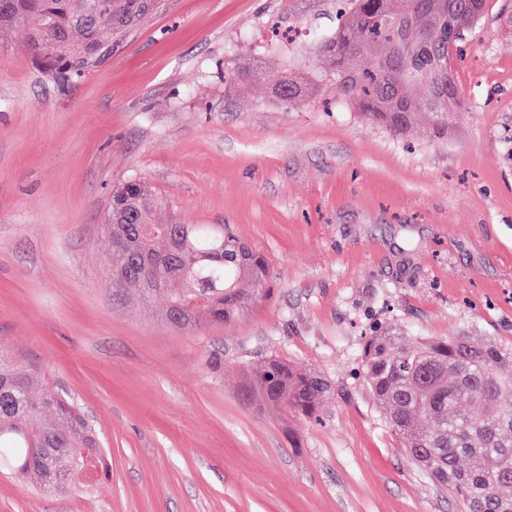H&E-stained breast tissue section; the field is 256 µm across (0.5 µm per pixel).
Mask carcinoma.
<instances>
[{
	"label": "carcinoma",
	"mask_w": 512,
	"mask_h": 512,
	"mask_svg": "<svg viewBox=\"0 0 512 512\" xmlns=\"http://www.w3.org/2000/svg\"><path fill=\"white\" fill-rule=\"evenodd\" d=\"M151 0H0V28H19L35 65L61 81L80 75L79 57L92 49L110 50L124 42L149 10ZM486 0L473 11L456 12L454 0L434 16L417 10V0H344L336 30L317 35L313 63L324 75L351 72L349 91L336 99L355 106L360 117L402 134L427 118L437 131L448 128L460 109L457 86L451 101L434 98L438 74L416 70L431 39L448 41L446 69H452L463 32L482 21ZM416 32L412 45L399 39L395 21ZM308 84L290 75L279 97L301 102ZM157 201L134 177L112 193V209L135 224L154 217ZM182 251L170 253L162 241L135 242L147 261L126 271L121 284L139 300L166 301L167 309L195 304L180 330L196 327L203 312L210 322L235 320L251 298L266 295L265 260L228 225L183 224ZM368 389L388 428L402 447L436 482L448 486L467 512H512V350L489 340L474 344L466 336L425 339L407 346L401 333L382 331L363 349ZM32 370L0 353V472L31 480L46 493L63 491L78 474L105 467L106 448L97 430L68 396L35 398ZM253 387L268 401L303 414L320 406L326 385L293 371L279 360L249 369ZM58 422L50 426L45 411Z\"/></svg>",
	"instance_id": "carcinoma-1"
}]
</instances>
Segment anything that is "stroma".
<instances>
[{"instance_id":"obj_1","label":"stroma","mask_w":512,"mask_h":512,"mask_svg":"<svg viewBox=\"0 0 512 512\" xmlns=\"http://www.w3.org/2000/svg\"><path fill=\"white\" fill-rule=\"evenodd\" d=\"M335 13L167 0L65 84L0 31V352L81 408L109 470L53 494L0 475V512H464L388 429L361 350L379 328L512 347V0L465 34L442 134L274 95ZM134 176L157 221L227 224L258 250L266 295L186 331L113 294L104 224ZM270 358L327 384L314 414L252 390Z\"/></svg>"}]
</instances>
